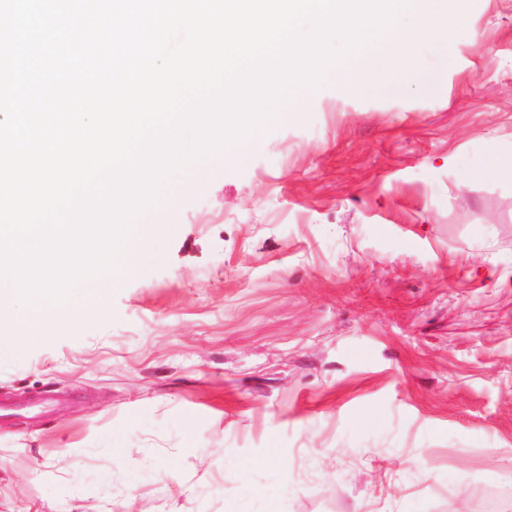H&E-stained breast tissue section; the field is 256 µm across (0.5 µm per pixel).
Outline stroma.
Listing matches in <instances>:
<instances>
[{
    "instance_id": "stroma-1",
    "label": "stroma",
    "mask_w": 512,
    "mask_h": 512,
    "mask_svg": "<svg viewBox=\"0 0 512 512\" xmlns=\"http://www.w3.org/2000/svg\"><path fill=\"white\" fill-rule=\"evenodd\" d=\"M329 80L0 364V512H512V0ZM281 461H266L268 449ZM512 181V152L502 153L491 145L481 163L465 169L460 177L459 188L464 190L472 182Z\"/></svg>"
}]
</instances>
